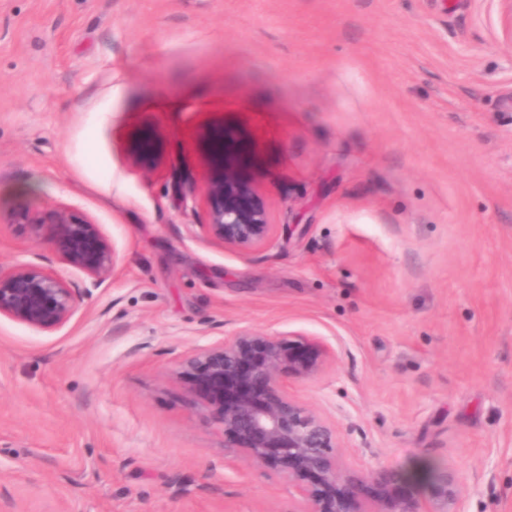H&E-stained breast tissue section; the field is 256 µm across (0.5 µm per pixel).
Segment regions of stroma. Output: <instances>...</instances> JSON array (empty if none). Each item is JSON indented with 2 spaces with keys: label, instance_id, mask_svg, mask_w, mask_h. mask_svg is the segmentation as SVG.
I'll use <instances>...</instances> for the list:
<instances>
[{
  "label": "stroma",
  "instance_id": "1",
  "mask_svg": "<svg viewBox=\"0 0 512 512\" xmlns=\"http://www.w3.org/2000/svg\"><path fill=\"white\" fill-rule=\"evenodd\" d=\"M497 0H0V210L99 224L60 331L0 318V512H295L175 374L248 327L335 358L291 395L345 468L433 466L512 512V47ZM154 134L151 172L129 146ZM227 161L275 224L209 238ZM192 192L175 199V182ZM84 275L0 223V267Z\"/></svg>",
  "mask_w": 512,
  "mask_h": 512
}]
</instances>
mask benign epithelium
<instances>
[{"instance_id":"benign-epithelium-1","label":"benign epithelium","mask_w":512,"mask_h":512,"mask_svg":"<svg viewBox=\"0 0 512 512\" xmlns=\"http://www.w3.org/2000/svg\"><path fill=\"white\" fill-rule=\"evenodd\" d=\"M501 40L512 45V0H498ZM218 165L206 177L207 234L242 252L269 244L275 225L258 204L252 186L225 163L224 140L215 142ZM141 169L154 165V143L145 132L133 144ZM1 224H27L36 239L53 227L62 260L87 278L73 288L55 272L33 262L0 269V317L43 333L66 326L85 298L114 275L117 252L99 225L77 219L66 207L32 212L17 207L0 212ZM336 356L328 344L305 335L238 330L197 347L176 379L207 402L224 432L230 462L277 470L298 495L295 512H466L463 479L455 471L434 470L424 498L407 494L414 477L403 468L375 466L365 473L342 467L336 425L287 390V382L316 375Z\"/></svg>"}]
</instances>
